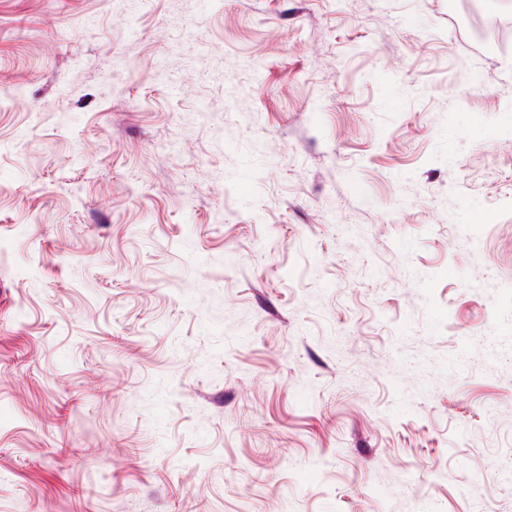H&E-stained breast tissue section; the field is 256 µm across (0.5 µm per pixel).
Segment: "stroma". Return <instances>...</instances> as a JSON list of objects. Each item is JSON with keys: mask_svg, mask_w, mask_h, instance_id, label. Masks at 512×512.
Listing matches in <instances>:
<instances>
[{"mask_svg": "<svg viewBox=\"0 0 512 512\" xmlns=\"http://www.w3.org/2000/svg\"><path fill=\"white\" fill-rule=\"evenodd\" d=\"M512 0H0V512H512Z\"/></svg>", "mask_w": 512, "mask_h": 512, "instance_id": "obj_1", "label": "stroma"}]
</instances>
